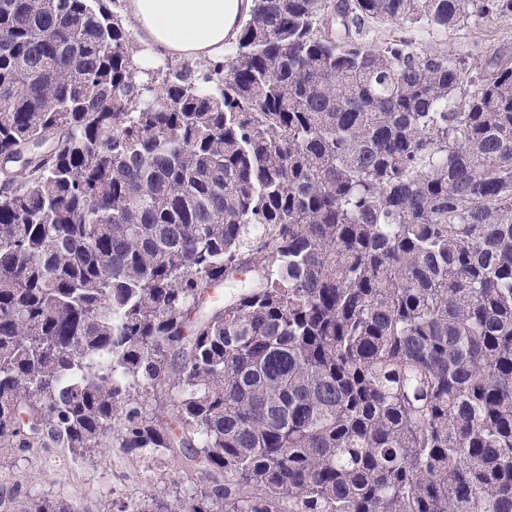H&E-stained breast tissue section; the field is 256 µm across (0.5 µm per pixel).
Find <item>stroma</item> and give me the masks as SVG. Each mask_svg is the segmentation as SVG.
<instances>
[{
	"label": "stroma",
	"mask_w": 512,
	"mask_h": 512,
	"mask_svg": "<svg viewBox=\"0 0 512 512\" xmlns=\"http://www.w3.org/2000/svg\"><path fill=\"white\" fill-rule=\"evenodd\" d=\"M512 47V17L482 19L464 30L449 31L446 46L474 57ZM196 472L181 468L171 455L135 456L124 449L101 448L73 457L69 449L30 448L0 460V495L12 512H24L35 498H46L82 512H121L131 501L172 496L196 486Z\"/></svg>",
	"instance_id": "obj_1"
}]
</instances>
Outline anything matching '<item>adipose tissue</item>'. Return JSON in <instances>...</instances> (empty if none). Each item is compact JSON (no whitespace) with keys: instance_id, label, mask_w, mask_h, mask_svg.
<instances>
[{"instance_id":"adipose-tissue-1","label":"adipose tissue","mask_w":512,"mask_h":512,"mask_svg":"<svg viewBox=\"0 0 512 512\" xmlns=\"http://www.w3.org/2000/svg\"><path fill=\"white\" fill-rule=\"evenodd\" d=\"M251 8L252 0H126L124 13L150 58L218 65Z\"/></svg>"}]
</instances>
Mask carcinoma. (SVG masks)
Instances as JSON below:
<instances>
[{"mask_svg": "<svg viewBox=\"0 0 512 512\" xmlns=\"http://www.w3.org/2000/svg\"><path fill=\"white\" fill-rule=\"evenodd\" d=\"M509 15L253 0L156 98L104 0H0V457L201 476L124 512H512V51L413 37Z\"/></svg>", "mask_w": 512, "mask_h": 512, "instance_id": "carcinoma-1", "label": "carcinoma"}]
</instances>
